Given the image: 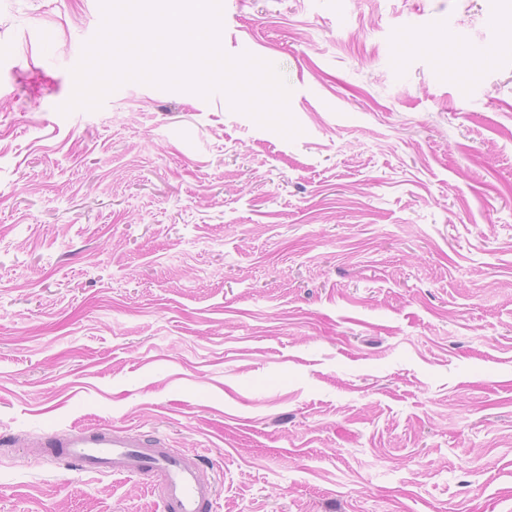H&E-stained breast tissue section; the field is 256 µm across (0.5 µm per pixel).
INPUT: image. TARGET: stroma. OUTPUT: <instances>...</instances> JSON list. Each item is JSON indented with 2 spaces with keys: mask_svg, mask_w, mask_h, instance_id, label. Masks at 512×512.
<instances>
[{
  "mask_svg": "<svg viewBox=\"0 0 512 512\" xmlns=\"http://www.w3.org/2000/svg\"><path fill=\"white\" fill-rule=\"evenodd\" d=\"M101 19L0 0V512H162L34 446L111 426L211 512H512V0H222L291 140L134 81L60 113Z\"/></svg>",
  "mask_w": 512,
  "mask_h": 512,
  "instance_id": "35a3bbf8",
  "label": "stroma"
}]
</instances>
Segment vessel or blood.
Returning a JSON list of instances; mask_svg holds the SVG:
<instances>
[{"label": "vessel or blood", "mask_w": 512, "mask_h": 512, "mask_svg": "<svg viewBox=\"0 0 512 512\" xmlns=\"http://www.w3.org/2000/svg\"><path fill=\"white\" fill-rule=\"evenodd\" d=\"M44 445L87 472L160 476L166 512H210L218 494L217 486L201 477L195 459L175 454L159 437L96 428L65 438L49 436Z\"/></svg>", "instance_id": "obj_1"}]
</instances>
